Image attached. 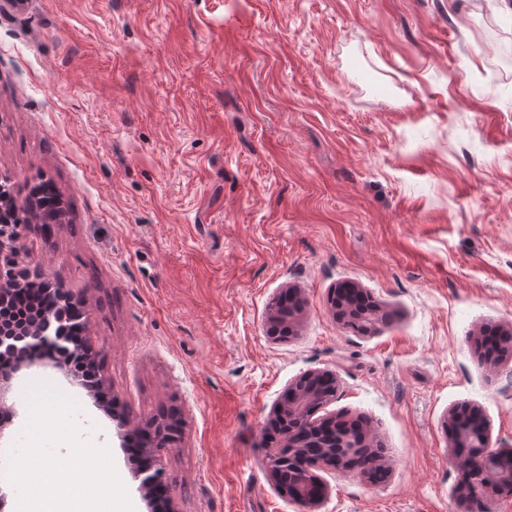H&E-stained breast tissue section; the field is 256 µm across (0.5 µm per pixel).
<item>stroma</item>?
<instances>
[{
  "mask_svg": "<svg viewBox=\"0 0 512 512\" xmlns=\"http://www.w3.org/2000/svg\"><path fill=\"white\" fill-rule=\"evenodd\" d=\"M512 0H28L0 6V178L24 204L52 180L51 234L4 253L87 315L105 394L130 429L183 421L160 464L178 512H300L273 485L267 416L325 369L326 416L361 418L389 473L322 472L319 512H463L447 418L478 407L512 448V358L482 328L512 323ZM354 281L390 315L360 335L330 311ZM299 288L295 336L266 335ZM80 408L147 512L109 413L53 363L27 386Z\"/></svg>",
  "mask_w": 512,
  "mask_h": 512,
  "instance_id": "obj_1",
  "label": "stroma"
}]
</instances>
